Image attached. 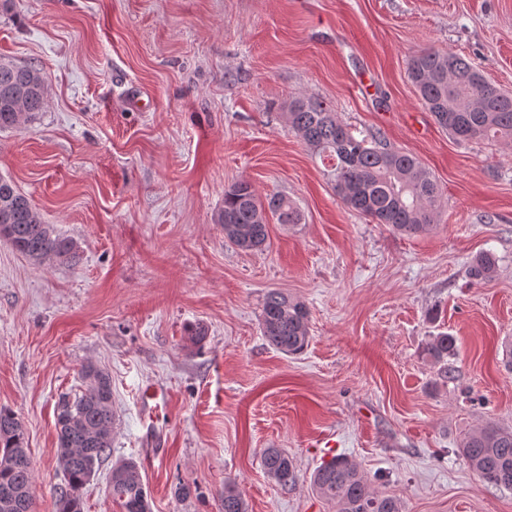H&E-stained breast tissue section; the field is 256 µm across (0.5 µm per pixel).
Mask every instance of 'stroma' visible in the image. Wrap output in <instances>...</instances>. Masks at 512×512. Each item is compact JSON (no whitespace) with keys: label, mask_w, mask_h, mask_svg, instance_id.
I'll use <instances>...</instances> for the list:
<instances>
[{"label":"stroma","mask_w":512,"mask_h":512,"mask_svg":"<svg viewBox=\"0 0 512 512\" xmlns=\"http://www.w3.org/2000/svg\"><path fill=\"white\" fill-rule=\"evenodd\" d=\"M428 46L512 92V0L0 5V57L47 85L43 112L0 130V175L79 253L37 265L0 239V406L26 431L33 512H55L66 483L54 412L89 362L111 378L115 422L85 512H123L110 481L127 460L151 512H224L228 480L248 512H334L310 483L334 455L404 512H512V489L457 452L485 424L512 430V146L438 127L407 74ZM299 94L422 162L445 201L430 231L339 200L285 123ZM239 180L288 195L303 223L270 221L263 251L225 242L213 215ZM483 252L498 270L475 285ZM273 288L309 309L299 355L261 334ZM441 331L457 345L444 365L426 354ZM266 448L288 452L296 485L267 476ZM497 259L490 252L479 254L469 266V277L475 284L491 281L497 271Z\"/></svg>","instance_id":"obj_1"}]
</instances>
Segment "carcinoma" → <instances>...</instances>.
<instances>
[{
	"mask_svg": "<svg viewBox=\"0 0 512 512\" xmlns=\"http://www.w3.org/2000/svg\"><path fill=\"white\" fill-rule=\"evenodd\" d=\"M408 77L436 124L457 141L502 140L512 144V94L498 88L464 59L431 48L411 56ZM45 80L34 66L0 60V130L33 119L46 105ZM289 129L324 166L323 173L340 201L349 209L414 235L430 230L443 207L441 188L414 155L382 143L376 134H362L338 120L335 108L312 96L299 95L283 106ZM279 224H299L303 215L286 195L261 200L247 181L224 189V205L214 223L224 239L240 250L266 247L269 218ZM0 236L34 263L70 264L77 244L43 223L28 198L13 182L0 176ZM497 259L479 254L469 266L476 283L491 281ZM309 311L304 302L280 290L269 291L261 311L266 342L285 355H297L310 342ZM427 354L437 362L455 355L456 339L439 333ZM86 388L59 398L55 429L67 487L57 492L56 512H83L80 490L90 481L96 464L112 446V383L93 363L83 367ZM459 452L486 483L512 488V431L486 426L469 433ZM262 465L281 486L298 481L293 460L280 448H266ZM316 492L336 505V512H403L393 497L375 491L357 465L335 456L311 475ZM33 466L27 453L25 428L8 408H0V512H32ZM112 497L124 512H150L141 467L133 460L112 468ZM224 512H247L241 494L224 484Z\"/></svg>",
	"mask_w": 512,
	"mask_h": 512,
	"instance_id": "carcinoma-1",
	"label": "carcinoma"
}]
</instances>
